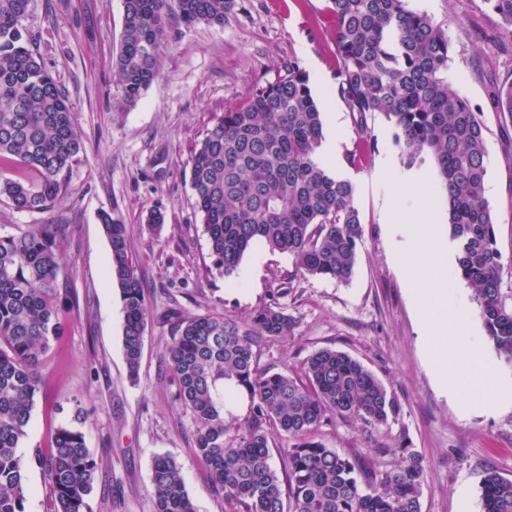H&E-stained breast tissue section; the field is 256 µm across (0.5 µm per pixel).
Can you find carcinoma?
Here are the masks:
<instances>
[{
  "instance_id": "carcinoma-1",
  "label": "carcinoma",
  "mask_w": 512,
  "mask_h": 512,
  "mask_svg": "<svg viewBox=\"0 0 512 512\" xmlns=\"http://www.w3.org/2000/svg\"><path fill=\"white\" fill-rule=\"evenodd\" d=\"M512 30V0H484ZM31 0H0V201L18 212H46L68 190L83 151L73 107L46 67L24 24ZM234 0H123L116 56L122 103L135 104L158 77L170 16L184 24L224 23ZM336 92L363 125L379 113L398 128L411 161L433 158L457 243V274L475 294L489 342L512 364V301L500 288L501 253L485 200L484 124L448 86L451 41L443 27L408 0H330ZM497 111L512 116V84L493 90ZM323 117L299 62L247 102L218 117L190 158L196 207L213 268L229 278L244 255L263 246L293 259L294 274L351 280L364 224L352 182L321 165ZM110 247L109 275L120 291L122 346L130 379L138 377L148 311L124 222L100 217ZM62 224H31L0 235V512H25L24 471L40 469L51 489L50 512H86L96 462L82 431L54 430L51 448L24 456L45 356L61 335L74 294L58 287L65 272ZM296 319L274 301L239 322L219 313L179 320L164 349L167 371L194 424L197 456L207 465L227 512H421L423 459L399 446L392 466L377 457L328 448V416L349 418L381 434L400 405L359 360L332 348L306 359L304 378L260 364V342L294 335ZM248 396L239 420L225 410L224 381ZM281 470L270 464L272 450ZM154 512H196L174 459L152 466ZM483 512H512V479L487 472Z\"/></svg>"
}]
</instances>
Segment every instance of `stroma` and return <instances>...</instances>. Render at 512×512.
I'll list each match as a JSON object with an SVG mask.
<instances>
[{"label":"stroma","instance_id":"35a3bbf8","mask_svg":"<svg viewBox=\"0 0 512 512\" xmlns=\"http://www.w3.org/2000/svg\"><path fill=\"white\" fill-rule=\"evenodd\" d=\"M443 25L452 40L448 85L485 125V197L501 252V288L512 294V119L497 112L491 92L512 83V32L484 0H409ZM329 0H236L223 25L185 26L171 19L159 77L134 105L121 103L115 67L123 0H32L27 26L74 108L84 151L67 193L43 213L0 203V234L30 224H61L60 239L75 308L47 355V368L21 453L51 445L56 427L80 429L98 463L87 512H153L152 463L173 457L197 512H225L206 465L194 451L190 413L164 366L163 349L178 317L222 313L245 319L278 299L295 317L292 337L266 343L260 363L291 376L306 358L329 347L374 373L399 401L385 431L389 447L404 443L424 460L422 512H482L488 471L512 479V408H464L472 387L443 393L429 368L424 330L409 283L396 268L383 204L393 186L383 161L425 172L427 190L442 203L431 157L409 161L383 115L364 126L377 149L357 165L339 167L355 185L365 235L349 283L294 275L291 256L250 250L232 277L211 270L208 237L195 207L189 159L207 127L242 105L256 85L274 80L288 61L306 71L322 112L340 111V151L358 138L351 112L336 92ZM164 223L150 231L146 217ZM121 217L149 310L139 377L130 381L123 355L119 290L109 277V244L101 213ZM287 295L275 297L283 278ZM327 447L374 453L360 422L332 418Z\"/></svg>","mask_w":512,"mask_h":512}]
</instances>
